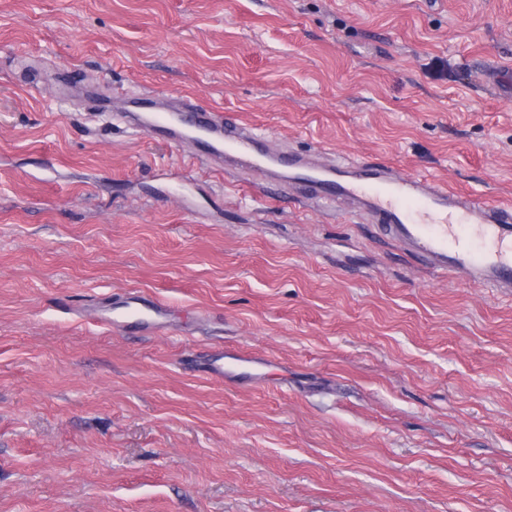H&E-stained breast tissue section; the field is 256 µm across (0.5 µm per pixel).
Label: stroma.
<instances>
[{
	"label": "stroma",
	"instance_id": "stroma-1",
	"mask_svg": "<svg viewBox=\"0 0 512 512\" xmlns=\"http://www.w3.org/2000/svg\"><path fill=\"white\" fill-rule=\"evenodd\" d=\"M121 87L512 202V0H0V512H512V295L185 178ZM126 299L131 300L125 306L127 308L126 315L137 321L148 322V318L158 320L167 312L162 302L153 301L144 295L131 293ZM224 358H229L239 362L256 363L254 361L244 359V357L238 354L229 353L227 351L224 352V348H219L215 350L212 357L205 364V372L220 379H224V377L228 378L235 374L230 371H224Z\"/></svg>",
	"mask_w": 512,
	"mask_h": 512
}]
</instances>
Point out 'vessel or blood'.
I'll return each instance as SVG.
<instances>
[{
    "instance_id": "obj_1",
    "label": "vessel or blood",
    "mask_w": 512,
    "mask_h": 512,
    "mask_svg": "<svg viewBox=\"0 0 512 512\" xmlns=\"http://www.w3.org/2000/svg\"><path fill=\"white\" fill-rule=\"evenodd\" d=\"M128 122L169 142L195 146V164L220 174L248 171L268 184L299 190L315 209L334 211L347 203L351 213L376 224L391 240L422 258L433 271L467 283L512 292V204H497L448 190L443 183L402 176L389 166L339 160L326 148L309 153L271 148L266 134L218 112L181 99L177 113L139 112ZM162 302L131 294L129 318L160 319Z\"/></svg>"
}]
</instances>
